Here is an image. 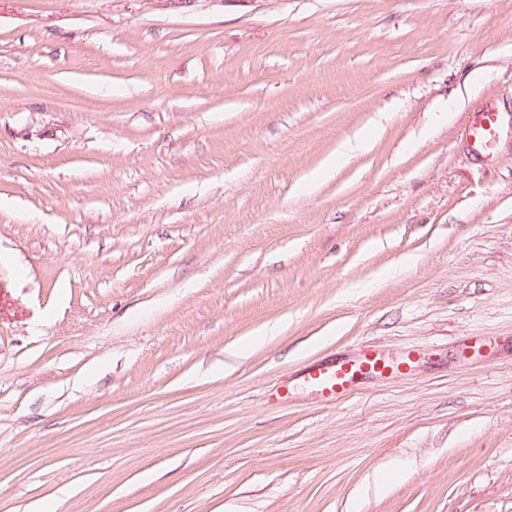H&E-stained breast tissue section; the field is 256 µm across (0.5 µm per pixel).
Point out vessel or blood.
Returning a JSON list of instances; mask_svg holds the SVG:
<instances>
[{
	"label": "vessel or blood",
	"instance_id": "b4317fda",
	"mask_svg": "<svg viewBox=\"0 0 512 512\" xmlns=\"http://www.w3.org/2000/svg\"><path fill=\"white\" fill-rule=\"evenodd\" d=\"M503 131L500 113L489 110L469 125L466 139L474 154L483 155L492 150ZM387 370L379 357L365 351L354 360L309 370L306 378L326 401L333 402L364 379L385 376Z\"/></svg>",
	"mask_w": 512,
	"mask_h": 512
}]
</instances>
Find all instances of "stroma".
Listing matches in <instances>:
<instances>
[{
    "label": "stroma",
    "mask_w": 512,
    "mask_h": 512,
    "mask_svg": "<svg viewBox=\"0 0 512 512\" xmlns=\"http://www.w3.org/2000/svg\"><path fill=\"white\" fill-rule=\"evenodd\" d=\"M47 502L512 512V0H0V512ZM504 131L500 112H482L467 129L466 139L476 155L490 152ZM366 146V139L356 133L353 139L344 141L336 151V157H331L326 163V171H332L334 167L343 163L353 153L363 149ZM389 370L379 357L365 351L355 360L308 370L306 378L326 401L333 402L364 379L385 376Z\"/></svg>",
    "instance_id": "stroma-1"
}]
</instances>
